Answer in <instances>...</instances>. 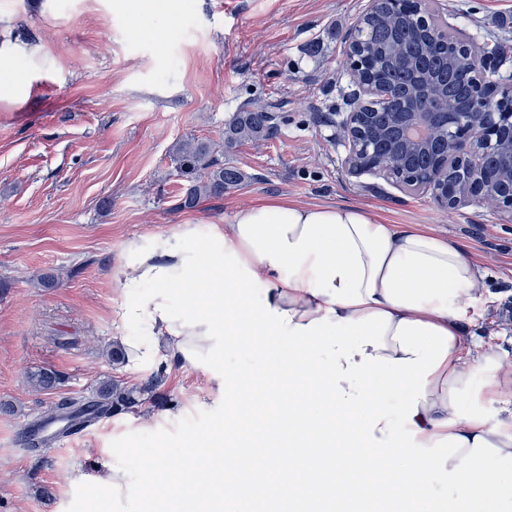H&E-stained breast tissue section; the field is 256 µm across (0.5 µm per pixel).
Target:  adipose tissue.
I'll return each mask as SVG.
<instances>
[{"label":"adipose tissue","mask_w":512,"mask_h":512,"mask_svg":"<svg viewBox=\"0 0 512 512\" xmlns=\"http://www.w3.org/2000/svg\"><path fill=\"white\" fill-rule=\"evenodd\" d=\"M482 278L429 228L276 198L203 236L182 224L126 240L112 315L129 370L193 366L223 391L224 428L200 440L224 458L205 478L222 512H252L242 461L259 427L268 452L256 469L278 475L263 487L268 500L302 493L305 512H351L369 497L391 512H512V414L487 413L512 405L501 380L512 356L472 329ZM252 288L263 291L256 307L244 298ZM258 336L288 345L261 396L248 374L215 366ZM171 459L158 448L132 470L103 458L69 483L91 490L89 512L122 501L167 512L184 495Z\"/></svg>","instance_id":"ef3b65f1"}]
</instances>
